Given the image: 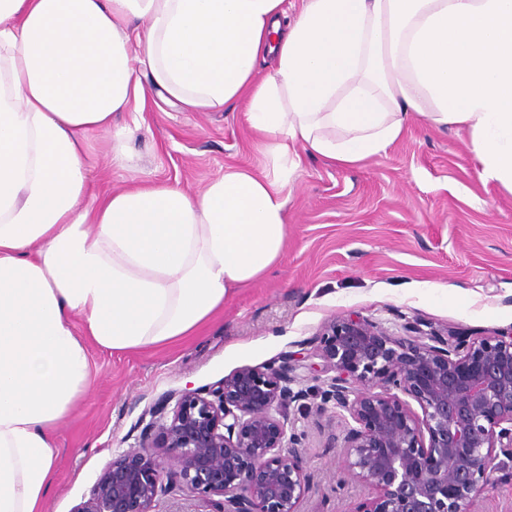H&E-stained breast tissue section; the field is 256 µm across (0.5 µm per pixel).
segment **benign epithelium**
I'll return each instance as SVG.
<instances>
[{"label":"benign epithelium","mask_w":512,"mask_h":512,"mask_svg":"<svg viewBox=\"0 0 512 512\" xmlns=\"http://www.w3.org/2000/svg\"><path fill=\"white\" fill-rule=\"evenodd\" d=\"M316 399L341 424L348 473L376 490L353 512H472L497 453L512 459V332L335 316L302 356L167 394L74 512H158L176 485L221 497L219 512H304L310 475L286 407Z\"/></svg>","instance_id":"7a95c632"}]
</instances>
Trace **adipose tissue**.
<instances>
[{
  "mask_svg": "<svg viewBox=\"0 0 512 512\" xmlns=\"http://www.w3.org/2000/svg\"><path fill=\"white\" fill-rule=\"evenodd\" d=\"M283 4L0 0V512H42L89 344L179 343L274 269L302 153L358 166L414 114L468 132L480 179L512 191V0H303L289 24ZM151 91L245 100L271 172L98 193L90 136Z\"/></svg>",
  "mask_w": 512,
  "mask_h": 512,
  "instance_id": "ef3b65f1",
  "label": "adipose tissue"
}]
</instances>
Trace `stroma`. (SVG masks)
<instances>
[{
	"mask_svg": "<svg viewBox=\"0 0 512 512\" xmlns=\"http://www.w3.org/2000/svg\"><path fill=\"white\" fill-rule=\"evenodd\" d=\"M129 160H112V135L91 140L97 184L146 181L201 192L225 168L261 174L271 160L253 139L243 105L179 112L159 96L125 112ZM288 242L278 265L242 286L199 336L172 348L112 353L90 346L91 376L78 409L58 428L60 454L44 512H73L112 457L171 392L218 385L243 367L312 350L324 323L355 311L392 324L420 318L468 336L512 331V192L477 174L470 135L411 122L386 154L339 168L306 153L291 180ZM449 286L439 293L437 284ZM304 512H350L372 497L346 476L330 414L306 410ZM475 512H512V461L494 473Z\"/></svg>",
	"mask_w": 512,
	"mask_h": 512,
	"instance_id": "1",
	"label": "stroma"
}]
</instances>
